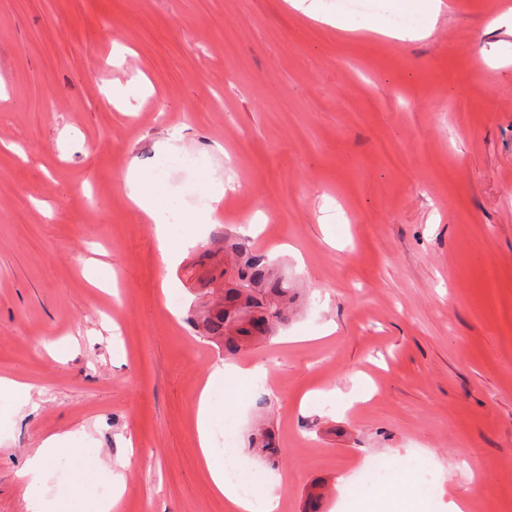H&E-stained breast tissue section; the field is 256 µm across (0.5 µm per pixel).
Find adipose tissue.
Listing matches in <instances>:
<instances>
[{"mask_svg": "<svg viewBox=\"0 0 512 512\" xmlns=\"http://www.w3.org/2000/svg\"><path fill=\"white\" fill-rule=\"evenodd\" d=\"M125 196L135 210L154 225V236L159 258L164 266L177 263L181 253L193 245L199 225L213 221L211 210L190 216L186 222L176 225L167 221L165 214L174 209V199L165 191L158 172L141 171L130 167L125 180ZM263 367L245 366L227 362L210 373L196 400V435L199 451L205 462L215 492L223 495L233 512H277L279 496L272 483H265L253 496L240 492V482L230 471L239 448L225 449L223 457H215L211 444L214 425L224 417V406L213 400V388L235 379H252L265 375ZM82 433L74 430L47 436L40 446L26 459L19 475L25 481V512H64L58 501H49L40 489L41 477L49 463L62 453L79 457ZM423 461H415L404 470L387 474L378 484L368 487L361 494L358 512H425L418 495L409 493L408 488L416 482L417 470L423 468Z\"/></svg>", "mask_w": 512, "mask_h": 512, "instance_id": "adipose-tissue-1", "label": "adipose tissue"}]
</instances>
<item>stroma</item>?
Here are the masks:
<instances>
[{"mask_svg":"<svg viewBox=\"0 0 512 512\" xmlns=\"http://www.w3.org/2000/svg\"><path fill=\"white\" fill-rule=\"evenodd\" d=\"M325 4L333 23L290 0H0V376L32 387L20 411L0 400V512H25L26 457L78 427L91 455L42 479L69 512H97L101 466L127 454L122 512H227L193 410L224 350L188 317L213 287L204 242L252 219L298 301L238 358L267 367L260 389L223 392L281 512L317 481L326 512H356L372 460L422 456L428 512L452 492L512 512V0ZM360 18L416 37L338 27ZM164 140L193 158L165 175L181 216L208 196L199 163L227 188L168 269L123 195ZM91 257L119 299L85 279ZM263 398L273 471L247 451Z\"/></svg>","mask_w":512,"mask_h":512,"instance_id":"stroma-1","label":"stroma"}]
</instances>
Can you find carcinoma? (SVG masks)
Listing matches in <instances>:
<instances>
[{
	"instance_id": "carcinoma-1",
	"label": "carcinoma",
	"mask_w": 512,
	"mask_h": 512,
	"mask_svg": "<svg viewBox=\"0 0 512 512\" xmlns=\"http://www.w3.org/2000/svg\"><path fill=\"white\" fill-rule=\"evenodd\" d=\"M217 249L230 255V265L220 276H229L231 287L221 290L222 301L195 313L194 326L202 335L224 345V352L238 356L253 343L270 339L288 314V279L275 271L266 256L245 242L224 235ZM267 403L257 407L259 420L249 437L248 450L256 459L278 462L281 448L274 427L265 416ZM329 487L315 482L307 492L305 512H324Z\"/></svg>"
}]
</instances>
